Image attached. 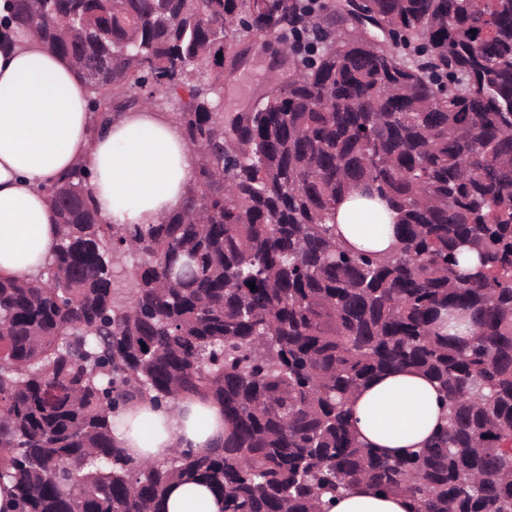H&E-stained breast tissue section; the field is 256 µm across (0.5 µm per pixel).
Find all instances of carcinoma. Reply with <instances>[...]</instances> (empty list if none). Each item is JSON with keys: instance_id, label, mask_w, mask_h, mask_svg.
<instances>
[{"instance_id": "carcinoma-1", "label": "carcinoma", "mask_w": 512, "mask_h": 512, "mask_svg": "<svg viewBox=\"0 0 512 512\" xmlns=\"http://www.w3.org/2000/svg\"><path fill=\"white\" fill-rule=\"evenodd\" d=\"M369 11L404 42L340 29V0H13L96 74L97 119L159 99L200 156L160 224L102 223L86 183L56 200L79 184L64 175L52 260L0 278V482L19 512H157L188 481L224 512H326L360 482L419 512H512V0ZM281 30L288 83L224 118V37ZM361 188L396 212L387 253L336 234ZM398 368L440 385L447 424L385 457L348 402ZM187 395L223 407L224 447L157 463L115 445L119 406Z\"/></svg>"}]
</instances>
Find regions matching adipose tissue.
Returning <instances> with one entry per match:
<instances>
[{
	"mask_svg": "<svg viewBox=\"0 0 512 512\" xmlns=\"http://www.w3.org/2000/svg\"><path fill=\"white\" fill-rule=\"evenodd\" d=\"M12 0H0V276L32 278L51 260L59 238L44 191L76 167L106 224H158L182 205L197 155L171 119L146 107L95 129L91 93L70 66L28 30L11 22ZM395 222L382 201L348 195L336 211L344 243L387 251ZM359 440L385 456L426 446L446 422L438 383L410 369L372 379L349 403ZM115 442L137 460L163 461L177 448L202 452L223 444L231 426L220 405L189 396L178 409L135 402L119 409ZM163 512H220L206 484L179 483ZM330 512H416L407 496L361 483Z\"/></svg>",
	"mask_w": 512,
	"mask_h": 512,
	"instance_id": "obj_1",
	"label": "adipose tissue"
}]
</instances>
